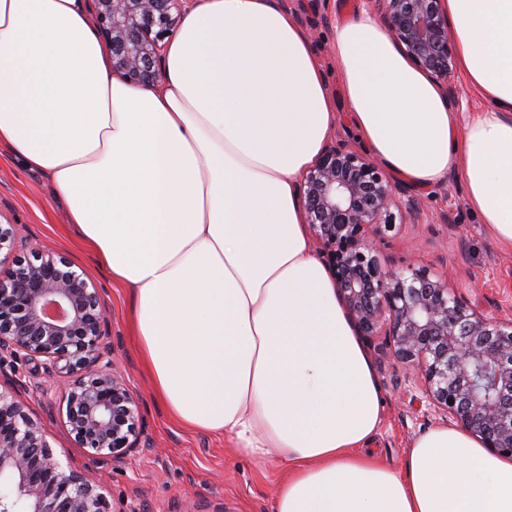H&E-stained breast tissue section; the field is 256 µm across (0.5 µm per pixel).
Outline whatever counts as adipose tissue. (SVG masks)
<instances>
[{"instance_id": "adipose-tissue-1", "label": "adipose tissue", "mask_w": 512, "mask_h": 512, "mask_svg": "<svg viewBox=\"0 0 512 512\" xmlns=\"http://www.w3.org/2000/svg\"><path fill=\"white\" fill-rule=\"evenodd\" d=\"M486 103L455 111L370 11L337 27L348 120L418 187L460 164L512 249V0H443ZM161 89L112 75L84 0H0V143L48 173L82 243L129 288L135 345L181 425L282 474L272 512H512V459L463 426L368 449L384 394L313 251L299 181L338 120L307 33L275 0H195Z\"/></svg>"}]
</instances>
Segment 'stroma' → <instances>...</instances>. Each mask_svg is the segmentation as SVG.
I'll return each mask as SVG.
<instances>
[{
    "label": "stroma",
    "mask_w": 512,
    "mask_h": 512,
    "mask_svg": "<svg viewBox=\"0 0 512 512\" xmlns=\"http://www.w3.org/2000/svg\"><path fill=\"white\" fill-rule=\"evenodd\" d=\"M280 2L300 26L316 21L311 41L340 114L330 137L361 148L345 118L348 107L339 98L333 39L338 25L364 9V0H307L302 7L297 0ZM392 181L406 189L416 210L406 213L402 224L379 241L382 265L427 269L483 315L512 319V250L495 242L469 209L460 167L450 168L442 184L429 188L408 185L397 175ZM0 222L19 225L40 248L69 254L101 283L117 365L140 399L147 447L116 460L94 458L74 446L62 425L63 389L47 387L35 363L23 359L7 363L5 373L25 382L22 398L56 452L65 453L87 480L102 487L114 512H271L280 471L239 454L229 438L186 428L171 418L156 400L132 340L127 290L114 285L78 241L50 176L28 169L4 144L0 145ZM367 353L386 398L372 451L382 463L398 467L411 441L443 425L445 419L428 408L417 387L405 385L407 370L393 360L383 338H376Z\"/></svg>",
    "instance_id": "obj_1"
}]
</instances>
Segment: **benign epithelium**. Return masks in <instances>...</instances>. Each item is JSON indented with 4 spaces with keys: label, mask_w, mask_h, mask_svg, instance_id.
<instances>
[{
    "label": "benign epithelium",
    "mask_w": 512,
    "mask_h": 512,
    "mask_svg": "<svg viewBox=\"0 0 512 512\" xmlns=\"http://www.w3.org/2000/svg\"><path fill=\"white\" fill-rule=\"evenodd\" d=\"M185 0H93L112 74L135 87L161 76L165 44ZM410 62L460 106L454 43L442 0H366ZM306 223L356 334L385 337L394 360L423 380L427 405L484 447L512 457V320L488 318L425 269L382 267L377 241L395 227L399 192L365 154L337 141L303 178ZM102 288L67 255L33 245L0 224V354L36 362L48 379L68 376L61 418L79 448L121 458L143 445L139 403L115 370ZM21 382L0 380V512H112L50 445L20 400Z\"/></svg>",
    "instance_id": "7a95c632"
}]
</instances>
